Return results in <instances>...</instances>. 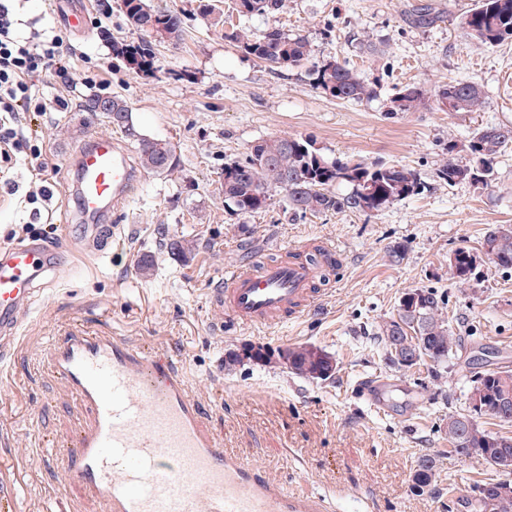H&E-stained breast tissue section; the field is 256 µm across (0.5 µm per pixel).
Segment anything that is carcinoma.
Wrapping results in <instances>:
<instances>
[{
	"instance_id": "obj_1",
	"label": "carcinoma",
	"mask_w": 512,
	"mask_h": 512,
	"mask_svg": "<svg viewBox=\"0 0 512 512\" xmlns=\"http://www.w3.org/2000/svg\"><path fill=\"white\" fill-rule=\"evenodd\" d=\"M287 0H239L237 11L246 17H269L286 7ZM121 12L131 26L140 28L153 22L170 39L178 40L184 31L182 14L158 10L148 0H121ZM437 20L427 5L414 9L412 23L428 27ZM457 25L464 34L477 43L494 48L512 41V0H475L470 9L457 17ZM228 37L240 43L245 51L272 67L299 68L311 56V45L302 35H288L276 27L267 28L255 36L247 31H233ZM115 58L129 68L149 71L153 68V50L147 41L112 45ZM315 88L338 100L369 101L379 95L378 86L363 81L349 66L330 60L313 69ZM442 112H480L486 98L481 86L470 81H455L433 91L423 86L407 84L389 99L388 111L417 112L427 104ZM114 111L122 113L123 125L108 118L112 127L123 131L137 141L139 163L151 173L164 174L173 167L161 166L163 141L136 135L127 103L119 98L112 102ZM512 145V127L508 125H480L463 143H448V157L437 172V178L450 187L461 183L489 186L494 166L502 152ZM346 186L340 193L337 188ZM425 183L419 173L404 166H380L365 160L331 159L316 149L312 142L297 137L260 139L247 148L243 160L224 163V202L233 211L251 215L265 210L273 192L287 194L288 209L304 217L327 212L377 215L390 206L420 194ZM162 246L174 254L186 256L196 249V242L185 237L162 238ZM489 262L502 270H512V227L501 225L488 231L480 252L468 248L456 251V283L470 282L476 262ZM428 305L417 310L416 320L434 351L437 365L448 363L454 355L457 338L444 314L441 296L431 288H422ZM288 372L305 380L320 381L324 369L325 350L314 345H299L289 349ZM494 404L503 394L512 397V370L488 369L478 377ZM469 441L485 449L483 459L497 467L502 458L512 460V443L502 447L491 442L494 433L479 426H470ZM437 478L435 462L424 457L417 462L413 481L426 488Z\"/></svg>"
}]
</instances>
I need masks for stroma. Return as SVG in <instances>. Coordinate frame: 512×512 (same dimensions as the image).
Instances as JSON below:
<instances>
[{"label": "stroma", "instance_id": "1", "mask_svg": "<svg viewBox=\"0 0 512 512\" xmlns=\"http://www.w3.org/2000/svg\"><path fill=\"white\" fill-rule=\"evenodd\" d=\"M428 3L439 19L412 25L413 7ZM473 0H288L274 17H238L234 0H151L154 8L186 18L171 42L132 28L117 0H85L89 32L66 36L70 81L41 78L38 89L65 99V108L22 112L26 151L0 165V246L40 238L70 240V258L35 299L11 363L0 366V512H103L48 459L74 448L87 418L79 397L54 374L50 358L62 332L83 324L152 354L184 373L189 392L207 408L215 438L244 461L263 466L290 492L324 496L344 512L359 497L373 512H476L477 484L502 479L481 457L451 453L449 416L465 414L475 373L512 367V270L486 263L465 286L448 260L460 248H478L484 234L512 225V148L494 169L489 187L448 186L435 176L449 141L461 142L480 125H512V41L487 48L469 40L454 18ZM276 27L305 36L307 65L277 69L230 40L233 29L254 34ZM151 42L155 68L145 73L114 58L116 42ZM335 59L380 86L377 98L343 102L313 85L311 72ZM474 81L486 96L482 111L428 107L392 114L396 89L434 90L448 81ZM127 102L135 130L170 142L173 171H140L121 231L103 234L102 255L87 250L79 231L57 221L74 206L63 189L74 178L73 157L89 134L112 135L104 116L82 112L88 97ZM273 136L310 140L331 158L404 166L427 187L377 216L328 212L299 217L284 193L258 214L242 215L224 202V163L243 158L255 141ZM39 148L49 200H30L34 187L29 149ZM196 239L185 260L159 247L161 234ZM323 241L344 256L324 284L317 307L279 327L210 328L211 282L256 254L281 255L292 246ZM407 247L399 265L387 252ZM152 257L151 276L138 262ZM442 293L445 315L460 344L447 365L401 370L377 339L397 314L405 290ZM272 348L311 344L333 355L336 376L310 382L284 368L248 364L228 371L226 353L248 342ZM389 383L383 410L373 409L360 380ZM434 457L439 477L416 491L417 461Z\"/></svg>", "mask_w": 512, "mask_h": 512}]
</instances>
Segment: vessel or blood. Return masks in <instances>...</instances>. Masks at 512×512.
Wrapping results in <instances>:
<instances>
[{
    "label": "vessel or blood",
    "mask_w": 512,
    "mask_h": 512,
    "mask_svg": "<svg viewBox=\"0 0 512 512\" xmlns=\"http://www.w3.org/2000/svg\"><path fill=\"white\" fill-rule=\"evenodd\" d=\"M74 171L79 230L93 240L101 222H124L138 175L117 140L99 134L76 153ZM68 250L65 238L0 248V362L14 357L24 317ZM320 278L319 268L289 256L226 270L209 288L213 328L300 318L319 302ZM51 365L89 415L76 452L61 464L104 512H329L321 497L288 492L263 467L228 452L167 358L75 326Z\"/></svg>",
    "instance_id": "obj_1"
}]
</instances>
